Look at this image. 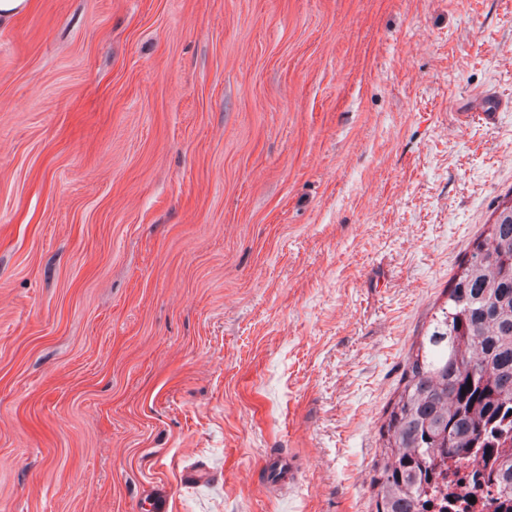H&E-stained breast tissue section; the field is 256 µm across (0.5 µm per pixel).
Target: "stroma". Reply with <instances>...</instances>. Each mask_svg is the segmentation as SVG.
I'll return each mask as SVG.
<instances>
[{
    "label": "stroma",
    "instance_id": "35a3bbf8",
    "mask_svg": "<svg viewBox=\"0 0 512 512\" xmlns=\"http://www.w3.org/2000/svg\"><path fill=\"white\" fill-rule=\"evenodd\" d=\"M31 2L0 21V512H375L407 354L512 205V0ZM262 467L266 475L270 479L275 480V485L287 484L293 482L296 478V473L290 464L278 456L271 455L267 457Z\"/></svg>",
    "mask_w": 512,
    "mask_h": 512
}]
</instances>
